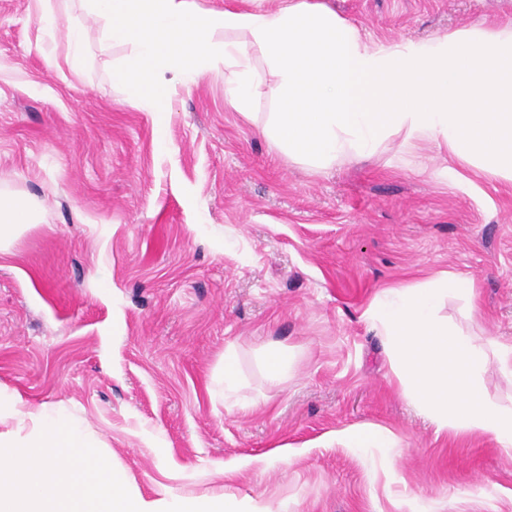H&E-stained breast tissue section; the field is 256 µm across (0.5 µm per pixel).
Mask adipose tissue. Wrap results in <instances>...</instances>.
<instances>
[{
    "label": "adipose tissue",
    "instance_id": "obj_1",
    "mask_svg": "<svg viewBox=\"0 0 512 512\" xmlns=\"http://www.w3.org/2000/svg\"><path fill=\"white\" fill-rule=\"evenodd\" d=\"M52 70L84 67L87 31H59L58 0H37ZM100 42L128 48L112 79L148 112L168 110L175 86L224 74L234 109L258 122L289 160L324 171L378 154L392 138L426 146L465 169L512 182V25L459 28L420 42L368 39L328 0H277L272 9H203L195 0H77ZM67 45L56 53L57 40ZM277 105L257 116L262 96ZM37 201L0 191V250L35 223ZM470 298L472 278L444 272L383 288L366 311L391 347L401 394L437 432L492 434L512 447V405L488 396L489 365L512 374V344L479 341L440 317L448 294ZM0 512H240L235 497L145 498L124 469L64 413L20 394L0 399Z\"/></svg>",
    "mask_w": 512,
    "mask_h": 512
}]
</instances>
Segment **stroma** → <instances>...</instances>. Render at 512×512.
I'll return each instance as SVG.
<instances>
[{
	"label": "stroma",
	"mask_w": 512,
	"mask_h": 512,
	"mask_svg": "<svg viewBox=\"0 0 512 512\" xmlns=\"http://www.w3.org/2000/svg\"><path fill=\"white\" fill-rule=\"evenodd\" d=\"M372 40L512 24V0H331ZM81 73L46 69L33 0H0V189L42 201L0 253V391L86 424L144 497L235 495L244 512H512V448L436 432L391 384L366 320L376 294L443 271L474 278L441 309L512 343V183L428 147L316 173L224 98L176 87L125 102L85 21ZM235 347L241 389L224 391ZM287 352L278 382L268 347ZM392 429L355 452L338 430ZM299 454L284 461L276 449ZM168 449L158 458L156 449Z\"/></svg>",
	"instance_id": "1"
}]
</instances>
